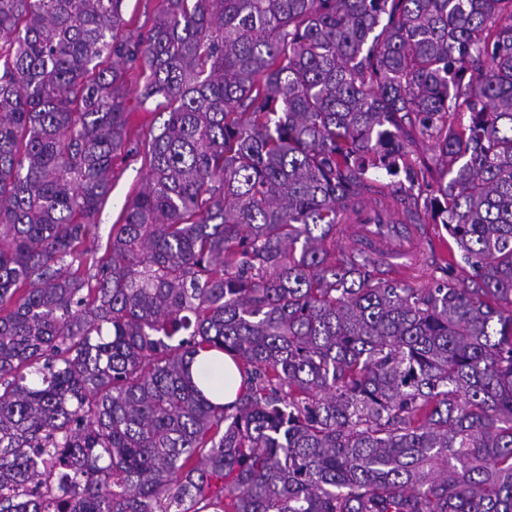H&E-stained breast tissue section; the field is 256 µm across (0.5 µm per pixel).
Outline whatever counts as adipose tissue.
Instances as JSON below:
<instances>
[{
    "label": "adipose tissue",
    "instance_id": "adipose-tissue-1",
    "mask_svg": "<svg viewBox=\"0 0 512 512\" xmlns=\"http://www.w3.org/2000/svg\"><path fill=\"white\" fill-rule=\"evenodd\" d=\"M190 373L213 402H232L241 391L242 377L236 364L228 355L217 351L199 353L191 364Z\"/></svg>",
    "mask_w": 512,
    "mask_h": 512
}]
</instances>
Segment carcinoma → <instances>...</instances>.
<instances>
[{
    "instance_id": "carcinoma-1",
    "label": "carcinoma",
    "mask_w": 512,
    "mask_h": 512,
    "mask_svg": "<svg viewBox=\"0 0 512 512\" xmlns=\"http://www.w3.org/2000/svg\"><path fill=\"white\" fill-rule=\"evenodd\" d=\"M124 2L0 0V512H512V0ZM401 170L464 277L327 247ZM162 0H127L123 17L126 30L135 31L137 27H149L154 12L161 8ZM156 114L137 108L129 116V130L133 137L140 142L142 155L148 149L150 141V131L152 126H158L159 121L155 122ZM145 168L141 160L129 165L118 162L112 172V191L106 199L95 227V244L99 245L97 256L105 251L112 224L120 219L125 201L136 194L144 185ZM191 376L214 403H229L240 394L242 377L234 361L215 350L199 353L191 364Z\"/></svg>"
}]
</instances>
